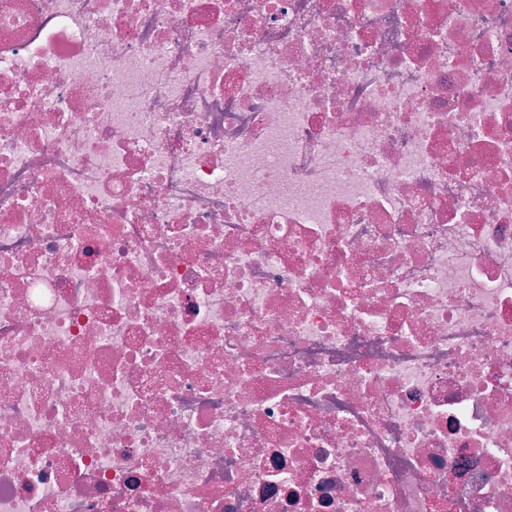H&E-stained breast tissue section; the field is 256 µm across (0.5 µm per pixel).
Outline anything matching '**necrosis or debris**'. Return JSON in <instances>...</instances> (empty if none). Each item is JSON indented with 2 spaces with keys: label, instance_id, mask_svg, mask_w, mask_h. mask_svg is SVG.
<instances>
[{
  "label": "necrosis or debris",
  "instance_id": "necrosis-or-debris-1",
  "mask_svg": "<svg viewBox=\"0 0 512 512\" xmlns=\"http://www.w3.org/2000/svg\"><path fill=\"white\" fill-rule=\"evenodd\" d=\"M0 512H512V0H0Z\"/></svg>",
  "mask_w": 512,
  "mask_h": 512
}]
</instances>
